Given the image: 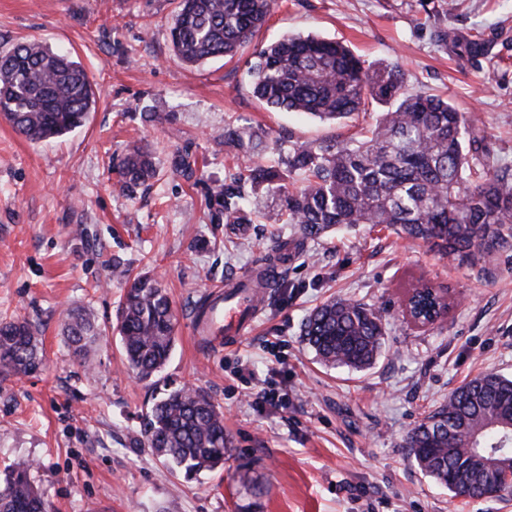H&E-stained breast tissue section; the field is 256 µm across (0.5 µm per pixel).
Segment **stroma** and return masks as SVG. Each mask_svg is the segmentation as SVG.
Here are the masks:
<instances>
[{
    "instance_id": "stroma-1",
    "label": "stroma",
    "mask_w": 512,
    "mask_h": 512,
    "mask_svg": "<svg viewBox=\"0 0 512 512\" xmlns=\"http://www.w3.org/2000/svg\"><path fill=\"white\" fill-rule=\"evenodd\" d=\"M177 0H0V53L40 41L86 70L96 101L85 125L33 143L0 117V318L39 331L41 369L0 382V470L20 459L50 512H512V494L455 498L425 474L405 438L426 412L482 372L512 376V250L493 275L381 228L301 242L279 220L280 198L259 190L252 223L214 219V184L249 157L225 143L245 126L275 143H318L357 133L383 106L339 121L268 111L246 62L289 35L346 43L370 64L400 62L410 91L446 96L476 120L485 145L512 165V0H276L234 59H179L169 38ZM478 41L477 54L462 52ZM162 122L145 121L149 111ZM148 148L157 178L120 194L130 146ZM196 159L193 176L172 166ZM290 242L248 336L215 346L194 339L199 300ZM153 271L172 299L176 343L158 382L123 364L111 327L124 290L113 260ZM422 279L447 288L434 325L405 316ZM350 298L382 312L385 336L364 371L319 364L301 336L323 302ZM89 310L107 334L90 364L64 343L66 309ZM203 388L224 411L222 468L187 480L143 446L142 417L165 390ZM276 404L259 403L260 390Z\"/></svg>"
}]
</instances>
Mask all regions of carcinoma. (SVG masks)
Returning <instances> with one entry per match:
<instances>
[{
  "instance_id": "1",
  "label": "carcinoma",
  "mask_w": 512,
  "mask_h": 512,
  "mask_svg": "<svg viewBox=\"0 0 512 512\" xmlns=\"http://www.w3.org/2000/svg\"><path fill=\"white\" fill-rule=\"evenodd\" d=\"M274 0H178L170 27L175 53L189 64L234 58L265 24ZM253 96L274 111L302 112L336 121L387 105L360 136L316 145L294 142L277 158L257 160L228 174L208 205L228 224L251 218L240 202L246 188L279 194L281 219L298 225L302 240L340 227L383 225L397 237L421 242L461 265L489 274L495 256L512 248V170L500 165L473 119L448 99L411 92L394 64H365L347 45L318 36L291 35L256 53L248 69ZM95 103L85 69L66 55L29 41L0 55V116L33 142L82 127ZM224 142L258 148L246 127L224 130ZM157 175L151 152L134 147L122 163L120 190L132 193ZM301 177L291 187L286 179ZM112 273L125 280L114 330L123 361L137 378L158 375L175 345L176 316L159 281L130 275L119 262ZM410 316L425 326L448 306L428 284L411 286ZM64 333L74 357L102 335L90 314L69 310ZM385 334L382 315L352 299L315 308L301 336L318 360L361 371L372 367ZM43 365L37 329L24 319L0 320V380L20 378ZM144 446L190 480L224 466L228 439L224 413L197 387L172 388L144 416ZM512 453V378L481 373L431 410L407 435L419 467L457 497L478 498L509 485L469 445ZM0 512H47L31 481V463L18 461L0 478Z\"/></svg>"
}]
</instances>
